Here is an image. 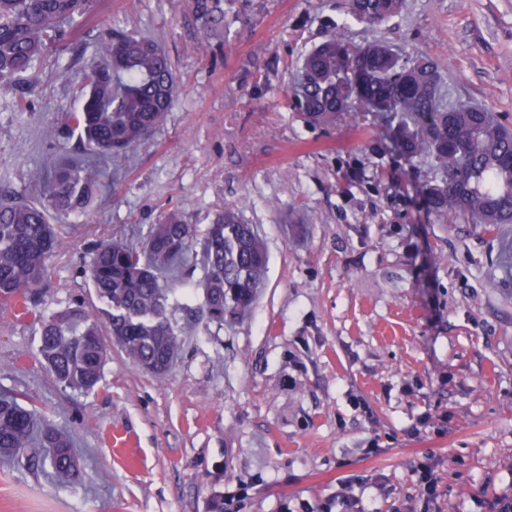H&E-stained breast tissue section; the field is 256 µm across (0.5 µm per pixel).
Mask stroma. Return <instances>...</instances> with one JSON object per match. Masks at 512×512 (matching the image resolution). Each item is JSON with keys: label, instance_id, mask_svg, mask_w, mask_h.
Instances as JSON below:
<instances>
[{"label": "stroma", "instance_id": "stroma-1", "mask_svg": "<svg viewBox=\"0 0 512 512\" xmlns=\"http://www.w3.org/2000/svg\"><path fill=\"white\" fill-rule=\"evenodd\" d=\"M194 0H91L65 54L23 86L0 83V193L36 199L30 176L79 142L72 82L100 31L159 41L177 92L151 139L113 159L97 207L53 217L60 240L34 312L0 307V393L71 438L81 479L60 487L26 458L0 464V512H493L512 489V224L443 223L424 164L392 154L379 114L311 127L284 90L331 27L436 62L454 105L512 128V0H407L369 27L346 0H222L205 34ZM29 112L15 111L19 99ZM240 210L269 254L251 314L207 319L201 299L164 378L112 348L99 385L58 384L37 352L38 314L101 309L86 273L112 237L140 244L167 214L205 233ZM378 451L367 454L366 449ZM351 480L355 503L336 498Z\"/></svg>", "mask_w": 512, "mask_h": 512}]
</instances>
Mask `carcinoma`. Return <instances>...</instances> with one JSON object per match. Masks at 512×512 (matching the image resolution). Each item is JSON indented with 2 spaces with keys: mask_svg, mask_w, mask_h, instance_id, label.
I'll return each instance as SVG.
<instances>
[{
  "mask_svg": "<svg viewBox=\"0 0 512 512\" xmlns=\"http://www.w3.org/2000/svg\"><path fill=\"white\" fill-rule=\"evenodd\" d=\"M221 0H196L204 29L223 22ZM404 0H348V13L369 26L400 13ZM89 10V0H0V81L27 79L51 42L67 37ZM100 61L80 72L74 115L84 155L33 176L44 197L0 196V303H27L57 247L54 213H87L104 184L112 156L146 142L162 124L176 92L172 62L152 38L107 33ZM301 118L328 127L353 112L381 113L391 151L425 161L433 173L423 187L430 210L448 223L512 224V131L487 108L453 112L429 59L402 60L380 41L352 44L341 28L310 50L288 88ZM195 229L176 213L152 227L140 248L121 238L101 243L89 265L104 308L73 304L41 320L38 352L56 382L80 393L93 390L107 360L106 339L146 371L161 377L176 361L182 329L170 318L191 298L162 278L186 262ZM203 306L210 321L239 320L256 300L268 264L263 239L235 207L218 213L201 242ZM42 448L59 484L80 480L68 437L53 423L36 424L17 399L0 395V456Z\"/></svg>",
  "mask_w": 512,
  "mask_h": 512,
  "instance_id": "cac0c4a2",
  "label": "carcinoma"
}]
</instances>
